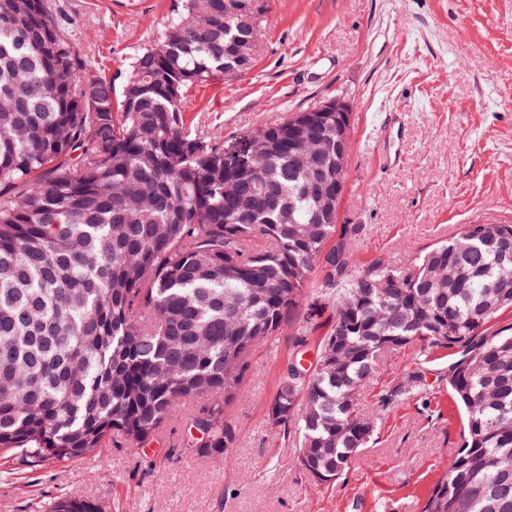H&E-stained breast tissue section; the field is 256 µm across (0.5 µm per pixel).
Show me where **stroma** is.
Returning a JSON list of instances; mask_svg holds the SVG:
<instances>
[{"mask_svg": "<svg viewBox=\"0 0 512 512\" xmlns=\"http://www.w3.org/2000/svg\"><path fill=\"white\" fill-rule=\"evenodd\" d=\"M180 0H48L88 61L122 84L131 56L157 39ZM253 67L191 88L186 116L202 136L234 141L273 119L339 98L350 107L348 181L339 224L356 267H405L465 224H512V0H256ZM334 319L332 296L302 305L259 348L229 409V457L190 450L181 417L133 444L69 464L0 459V512H49L61 493L104 512H422L460 444L445 348L388 352L358 408L376 427L334 482L300 466L268 420L282 369L315 355ZM310 322L307 346L297 330ZM421 371L423 395L382 404V391Z\"/></svg>", "mask_w": 512, "mask_h": 512, "instance_id": "obj_1", "label": "stroma"}]
</instances>
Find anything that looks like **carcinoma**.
<instances>
[{"label": "carcinoma", "mask_w": 512, "mask_h": 512, "mask_svg": "<svg viewBox=\"0 0 512 512\" xmlns=\"http://www.w3.org/2000/svg\"><path fill=\"white\" fill-rule=\"evenodd\" d=\"M181 0L121 88L85 58L47 0H0V451L68 463L122 434L143 443L180 402L205 451L229 458L228 409L250 357L309 293L336 289L316 359L283 370L269 405L297 460L336 479L374 422L356 393L390 349L446 347L460 448L422 512H512V224H466L406 271L358 270L336 223V115L262 127L252 167L224 163L184 110L194 85L253 62L255 0ZM310 156L324 175L313 191ZM410 388L412 372L382 402ZM52 512H102L65 493Z\"/></svg>", "instance_id": "cac0c4a2"}]
</instances>
